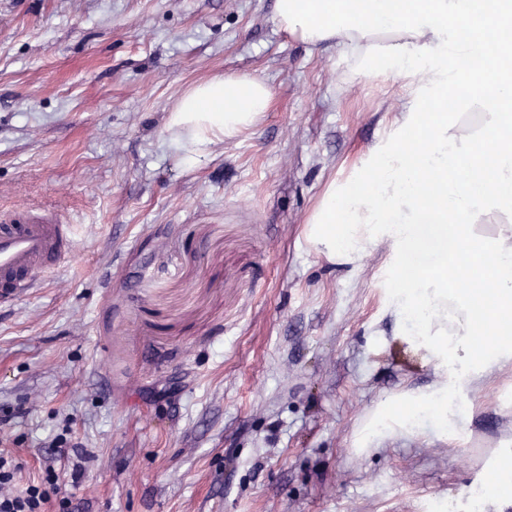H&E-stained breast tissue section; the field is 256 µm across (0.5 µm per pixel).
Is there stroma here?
I'll list each match as a JSON object with an SVG mask.
<instances>
[{"label":"stroma","instance_id":"stroma-1","mask_svg":"<svg viewBox=\"0 0 512 512\" xmlns=\"http://www.w3.org/2000/svg\"><path fill=\"white\" fill-rule=\"evenodd\" d=\"M273 7L0 0V211L55 208L75 241L0 307L16 488L51 466L83 512H472L512 449V366L459 393V439L356 447L374 407L443 374L405 337L385 248L331 263L305 228L407 98L289 41ZM223 74L263 79L273 107L186 160L166 115ZM62 433L65 459L49 448Z\"/></svg>","mask_w":512,"mask_h":512}]
</instances>
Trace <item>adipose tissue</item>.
I'll return each mask as SVG.
<instances>
[{
  "instance_id": "obj_1",
  "label": "adipose tissue",
  "mask_w": 512,
  "mask_h": 512,
  "mask_svg": "<svg viewBox=\"0 0 512 512\" xmlns=\"http://www.w3.org/2000/svg\"><path fill=\"white\" fill-rule=\"evenodd\" d=\"M274 21L293 40L338 50L347 77L405 83L397 131L327 187L307 240L332 262L386 246L413 345L448 369V382L408 411L382 403L360 447L428 420L455 439L461 385H488L493 369L512 365V0L490 10L484 0H275ZM461 83L471 98L449 106ZM273 101L258 77L215 76L182 95L164 131L177 149L205 155L255 127Z\"/></svg>"
}]
</instances>
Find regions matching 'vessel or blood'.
Masks as SVG:
<instances>
[{
  "mask_svg": "<svg viewBox=\"0 0 512 512\" xmlns=\"http://www.w3.org/2000/svg\"><path fill=\"white\" fill-rule=\"evenodd\" d=\"M68 225L46 209L0 215V305L21 300L73 249Z\"/></svg>",
  "mask_w": 512,
  "mask_h": 512,
  "instance_id": "obj_1",
  "label": "vessel or blood"
}]
</instances>
